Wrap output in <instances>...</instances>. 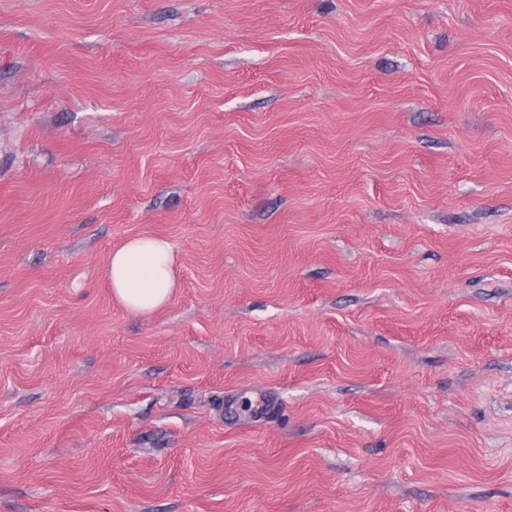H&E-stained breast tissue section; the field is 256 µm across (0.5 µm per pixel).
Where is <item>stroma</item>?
Listing matches in <instances>:
<instances>
[{
  "mask_svg": "<svg viewBox=\"0 0 512 512\" xmlns=\"http://www.w3.org/2000/svg\"><path fill=\"white\" fill-rule=\"evenodd\" d=\"M0 512H512V0H0ZM171 243L157 236H139L113 248L106 275L112 295L130 313L151 314L171 298L176 280Z\"/></svg>",
  "mask_w": 512,
  "mask_h": 512,
  "instance_id": "35a3bbf8",
  "label": "stroma"
}]
</instances>
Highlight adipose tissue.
I'll use <instances>...</instances> for the list:
<instances>
[{
  "mask_svg": "<svg viewBox=\"0 0 512 512\" xmlns=\"http://www.w3.org/2000/svg\"><path fill=\"white\" fill-rule=\"evenodd\" d=\"M171 243L162 237L139 236L113 248L106 275L112 294L130 313H153L171 298L176 280Z\"/></svg>",
  "mask_w": 512,
  "mask_h": 512,
  "instance_id": "obj_1",
  "label": "adipose tissue"
}]
</instances>
